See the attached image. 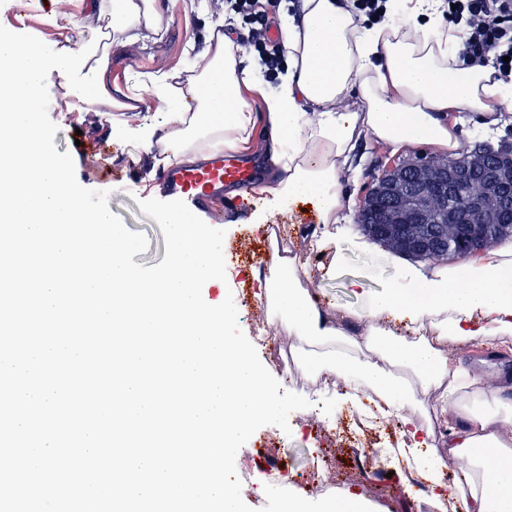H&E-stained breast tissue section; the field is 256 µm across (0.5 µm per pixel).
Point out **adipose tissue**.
Instances as JSON below:
<instances>
[{
  "label": "adipose tissue",
  "mask_w": 512,
  "mask_h": 512,
  "mask_svg": "<svg viewBox=\"0 0 512 512\" xmlns=\"http://www.w3.org/2000/svg\"><path fill=\"white\" fill-rule=\"evenodd\" d=\"M179 0H76L71 23L111 17L113 47L159 34ZM209 14L206 45L177 68L133 72L122 100L107 80L112 52L86 63L88 83L77 96L115 110L116 124L135 120L147 154L167 166L200 164L214 154L248 151L265 133L269 173L256 188L269 213L284 203H312L323 231L313 244L335 277L346 255L329 229L342 220L345 176L355 173L361 139L401 150L417 144L455 155L461 147L459 113L474 114L487 129L512 112V86L489 66L459 60L462 33L442 21V0H386L381 20L364 24L349 0H302L298 17H283L281 47L287 67L276 88L258 75V63ZM158 101L155 114L140 112L144 95ZM260 109H253L252 100ZM304 266L290 248L274 250L257 296L300 343L321 345L305 373L341 383L358 403L374 393L378 417H398V453L409 459L447 449L467 459L471 483L456 499L458 512H512V422L506 388L486 392L478 369L446 355L466 344L500 354L512 336V242L456 264L406 271L379 293L362 277L347 286L365 304L349 309L327 303L302 285ZM364 324L350 334L348 325ZM435 396L431 412L459 406L445 432L432 429L418 394Z\"/></svg>",
  "instance_id": "adipose-tissue-1"
}]
</instances>
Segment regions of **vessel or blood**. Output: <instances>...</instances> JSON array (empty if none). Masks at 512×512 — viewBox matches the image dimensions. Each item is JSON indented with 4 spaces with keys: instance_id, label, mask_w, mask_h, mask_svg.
<instances>
[{
    "instance_id": "obj_1",
    "label": "vessel or blood",
    "mask_w": 512,
    "mask_h": 512,
    "mask_svg": "<svg viewBox=\"0 0 512 512\" xmlns=\"http://www.w3.org/2000/svg\"><path fill=\"white\" fill-rule=\"evenodd\" d=\"M256 173L235 156L212 157L199 165H178L159 171L157 180L169 199L183 200L189 208L209 211L214 200L223 196L225 188L235 186L239 192L231 202L232 211L244 210L249 202L248 191Z\"/></svg>"
}]
</instances>
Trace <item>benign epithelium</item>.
I'll return each mask as SVG.
<instances>
[{"instance_id":"7a95c632","label":"benign epithelium","mask_w":512,"mask_h":512,"mask_svg":"<svg viewBox=\"0 0 512 512\" xmlns=\"http://www.w3.org/2000/svg\"><path fill=\"white\" fill-rule=\"evenodd\" d=\"M483 175L484 189L461 198L460 189ZM357 223L368 234L415 258L431 255L448 225L459 258L489 246L486 230L512 236V146H481L448 161L423 156L388 164L361 200Z\"/></svg>"}]
</instances>
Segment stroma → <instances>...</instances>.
Here are the masks:
<instances>
[{
  "instance_id": "obj_1",
  "label": "stroma",
  "mask_w": 512,
  "mask_h": 512,
  "mask_svg": "<svg viewBox=\"0 0 512 512\" xmlns=\"http://www.w3.org/2000/svg\"><path fill=\"white\" fill-rule=\"evenodd\" d=\"M0 25L17 33H27L42 40H63L65 33L55 26L47 0H0ZM207 37L206 20L196 13L175 10L165 24L161 37L129 49L112 50V87L124 89L128 71L150 72L184 64L187 43L203 47ZM50 96L48 114L57 125L54 143L58 152L73 157L76 178L80 185L92 190L109 191L108 207L133 232L145 234L149 247L135 255L137 264L152 267L165 257L166 245L159 224L145 215L140 200L150 198L157 168L143 150L139 136L128 129L114 126L111 117L94 110L85 99L73 94L64 74L55 72L47 80ZM360 160L355 175L344 181L343 213L345 224L338 236L347 255L343 270L330 279L322 278L323 256L312 249L302 230L315 225L312 205H297L292 214L280 216V233L295 242L300 258L316 288L325 300L336 305L355 308L359 299L351 295L346 282L356 275L368 278L372 292H380L395 282L400 270L408 266L409 258L392 254L377 242L366 238L356 222L359 201L383 166L397 160L389 147L362 141ZM264 202L252 194L244 212L234 213L226 224L223 254L227 284L216 287L204 285L202 295L211 305L233 296L238 308V324L247 337H254L257 325L267 323L268 314L254 296L251 276L252 259L263 252L265 236L248 219L262 212ZM289 431L269 425L260 428L239 450L237 467L247 468L250 483L243 487L242 497L247 505L259 512L266 504L264 486L271 474L282 471L288 475L289 490L304 486L309 470L321 467L335 481L334 493L354 491L362 503L373 512H437L427 490L419 489L407 478L408 472L426 477L431 469H439L449 490L466 487L469 471L464 462L440 452L439 456L424 455L407 461L386 456L391 441L398 437L395 418H388L382 432L369 434L364 448L358 449L336 436V425L327 422L321 435L310 434L299 413L289 416ZM379 455L375 474L355 473L353 460L358 453Z\"/></svg>"
}]
</instances>
